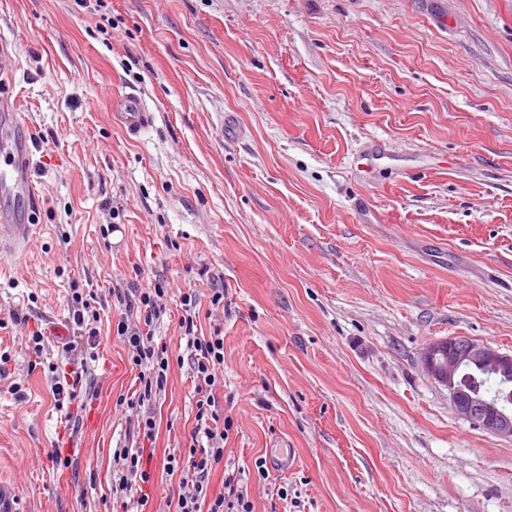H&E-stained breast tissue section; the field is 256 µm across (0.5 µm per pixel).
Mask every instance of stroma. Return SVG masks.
Instances as JSON below:
<instances>
[{"instance_id": "35a3bbf8", "label": "stroma", "mask_w": 512, "mask_h": 512, "mask_svg": "<svg viewBox=\"0 0 512 512\" xmlns=\"http://www.w3.org/2000/svg\"><path fill=\"white\" fill-rule=\"evenodd\" d=\"M0 41L41 224L0 256V479L24 512H112V450L139 444L112 291L157 281L156 340L179 348L188 289L224 336L212 487L240 474L253 512H512V438L422 363L456 336L512 354V0H0ZM128 93L155 115L132 139L107 118ZM74 283L102 304L68 415L50 369ZM196 400L175 366L149 405L154 512ZM55 448L70 467L28 469Z\"/></svg>"}]
</instances>
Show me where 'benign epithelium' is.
<instances>
[{
	"instance_id": "benign-epithelium-1",
	"label": "benign epithelium",
	"mask_w": 512,
	"mask_h": 512,
	"mask_svg": "<svg viewBox=\"0 0 512 512\" xmlns=\"http://www.w3.org/2000/svg\"><path fill=\"white\" fill-rule=\"evenodd\" d=\"M427 373L448 388L456 411L471 421H480L488 431L512 437V410L473 398L462 385L466 367L489 368L502 379L512 378V355L465 337H450L430 343L424 352Z\"/></svg>"
}]
</instances>
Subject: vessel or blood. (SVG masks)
I'll return each instance as SVG.
<instances>
[{
	"instance_id": "1",
	"label": "vessel or blood",
	"mask_w": 512,
	"mask_h": 512,
	"mask_svg": "<svg viewBox=\"0 0 512 512\" xmlns=\"http://www.w3.org/2000/svg\"><path fill=\"white\" fill-rule=\"evenodd\" d=\"M18 108L16 98L0 95V196L11 201L10 206H0V255L6 257L25 253L39 230L31 211L36 200L32 151ZM111 120L136 137L152 125L154 115L137 95L129 93L116 102Z\"/></svg>"
}]
</instances>
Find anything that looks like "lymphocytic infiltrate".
I'll return each mask as SVG.
<instances>
[{
  "mask_svg": "<svg viewBox=\"0 0 512 512\" xmlns=\"http://www.w3.org/2000/svg\"><path fill=\"white\" fill-rule=\"evenodd\" d=\"M69 321L76 334L86 337L88 358H97L100 313L96 296L71 286ZM162 284L135 289L125 297V311L116 323V334L128 349V362L137 372L139 387L134 397L126 399L128 419L135 423L142 440L153 441L156 422L144 413L168 382L172 365H188L196 381V426L189 441L169 450L164 468L178 477L180 493L176 512H253L247 488L239 486L234 475H227L221 489H213L209 475L224 461L223 429L218 425L224 409L217 391L224 382V338L221 330L201 335L197 328L200 298L195 291L179 296L182 314L178 329L185 347L182 354L171 355L167 344L154 340L152 327L166 312ZM112 498L123 512H147V491L152 484L150 460L143 448H117L112 453Z\"/></svg>",
  "mask_w": 512,
  "mask_h": 512,
  "instance_id": "f902f5d3",
  "label": "lymphocytic infiltrate"
}]
</instances>
